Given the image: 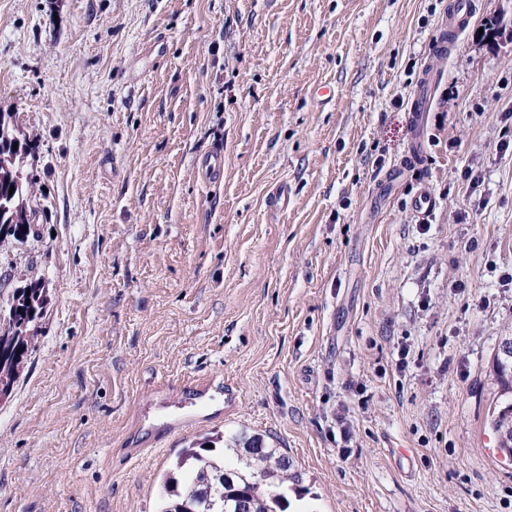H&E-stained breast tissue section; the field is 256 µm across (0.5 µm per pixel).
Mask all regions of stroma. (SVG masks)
Segmentation results:
<instances>
[{"instance_id":"stroma-1","label":"stroma","mask_w":512,"mask_h":512,"mask_svg":"<svg viewBox=\"0 0 512 512\" xmlns=\"http://www.w3.org/2000/svg\"><path fill=\"white\" fill-rule=\"evenodd\" d=\"M454 2L0 0V112L36 186L0 307L45 287L0 404V512H159L182 449L240 432L301 472L288 512H512L489 426L512 0H473L432 55ZM198 172L205 182H210L224 174V149L215 147L208 150L197 162Z\"/></svg>"}]
</instances>
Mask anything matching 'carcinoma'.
Listing matches in <instances>:
<instances>
[{
  "label": "carcinoma",
  "mask_w": 512,
  "mask_h": 512,
  "mask_svg": "<svg viewBox=\"0 0 512 512\" xmlns=\"http://www.w3.org/2000/svg\"><path fill=\"white\" fill-rule=\"evenodd\" d=\"M18 148H13V145ZM30 139L17 121L0 116V233L23 244L33 234L30 197L34 183L20 159L29 156ZM22 173L24 190L10 191ZM44 305V287L39 282L15 289L8 307L0 310V384L12 386L23 361L34 348L36 324ZM498 408L492 411L491 429L499 432L512 425V374H496ZM226 451L237 465L185 448L178 466L185 469L182 485H173L172 499L161 512H287L288 491L297 490L303 478L293 460L280 448L265 444L259 436L244 433L229 439Z\"/></svg>",
  "instance_id": "cac0c4a2"
}]
</instances>
